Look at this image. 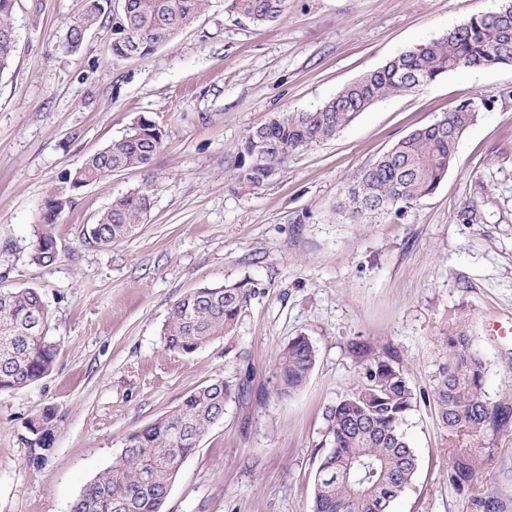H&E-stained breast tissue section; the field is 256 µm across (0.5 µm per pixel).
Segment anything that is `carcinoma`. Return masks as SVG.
Returning <instances> with one entry per match:
<instances>
[{
    "instance_id": "1",
    "label": "carcinoma",
    "mask_w": 512,
    "mask_h": 512,
    "mask_svg": "<svg viewBox=\"0 0 512 512\" xmlns=\"http://www.w3.org/2000/svg\"><path fill=\"white\" fill-rule=\"evenodd\" d=\"M211 0H87L70 27L63 49H82L86 31L112 32L109 50L115 60L143 57L175 39L208 7ZM288 0H224L225 10L256 26L276 22ZM14 0H0V73L11 63L16 44ZM512 64V0L497 10L479 13L421 49L402 52L383 66L343 86L334 97L303 112H278L247 134L238 153L234 179L260 188L283 171L300 151L334 138L376 101L424 87L460 67ZM490 109L485 97H468L434 123L418 128L360 169L344 187L338 212L348 219H375L399 214L433 193L456 159L458 142L477 115ZM163 146V134L149 116L99 152L87 156L65 184L90 183L113 172L146 169ZM154 179L113 199L82 241L102 248L136 233L146 222ZM63 188L53 189L41 223L35 225L30 261L49 266L59 257L58 209L67 205ZM254 290L240 283L203 287L172 305L162 328L167 350L192 354L219 336H233L241 325ZM51 315L33 288L0 290V393L30 386L54 365L57 344L50 335ZM446 359L439 365L431 397L417 396L400 366L375 359L325 413L321 454L312 512H390L407 487L418 458L404 429L418 400L433 405L450 433L479 432L502 426L509 407H490L484 399L485 362L462 325L448 329ZM317 349L295 336L275 356L279 394L291 396L309 378ZM233 378L215 379L187 393L178 406L153 423L129 433L121 453L80 490L70 512H163L169 488L184 461L211 427L224 417V404L241 396ZM49 413L30 422L37 444L47 449ZM479 463L469 448L457 450L448 482L458 488L476 478Z\"/></svg>"
}]
</instances>
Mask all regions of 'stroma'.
Here are the masks:
<instances>
[{
    "mask_svg": "<svg viewBox=\"0 0 512 512\" xmlns=\"http://www.w3.org/2000/svg\"><path fill=\"white\" fill-rule=\"evenodd\" d=\"M83 4L15 0L16 51L0 74V289H39L58 345L49 374L0 394V512H69L127 434L222 377L241 379L244 393L183 463L164 512H311L327 407L376 358L429 391L461 320L485 361V400L512 404V338L489 329L512 314V65L462 68L381 99L261 188L232 177L245 136L273 113L315 108L501 0H288L267 27L217 5L152 54L119 61L99 29L79 53L62 50ZM476 95L493 104L432 194L375 224L337 218L349 178ZM143 116L164 131L149 169L74 191L57 218L58 261L31 264L51 189ZM150 175L138 234L84 243L82 227ZM240 282L255 294L235 335L167 351L175 301ZM301 334L318 359L282 397L273 356ZM46 411L47 450L29 430ZM405 430L418 469L391 512H512V423L452 439L423 405ZM461 448L487 455L459 491L448 467Z\"/></svg>",
    "mask_w": 512,
    "mask_h": 512,
    "instance_id": "35a3bbf8",
    "label": "stroma"
}]
</instances>
